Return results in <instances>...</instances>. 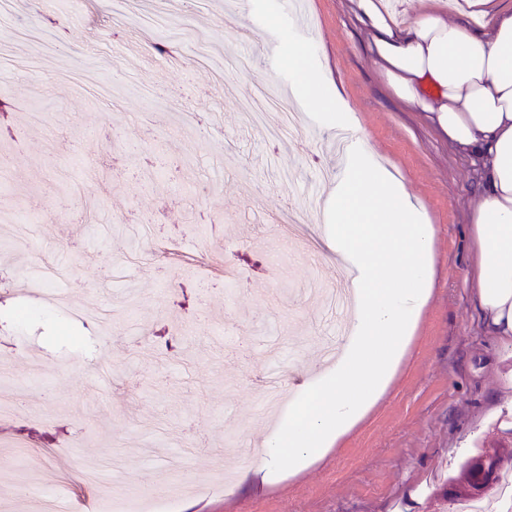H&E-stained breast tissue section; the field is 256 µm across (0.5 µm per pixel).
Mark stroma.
Masks as SVG:
<instances>
[{"instance_id": "stroma-1", "label": "stroma", "mask_w": 512, "mask_h": 512, "mask_svg": "<svg viewBox=\"0 0 512 512\" xmlns=\"http://www.w3.org/2000/svg\"><path fill=\"white\" fill-rule=\"evenodd\" d=\"M11 0L0 30L36 73L9 75L0 116V212H23L25 239L0 223V512H40L10 482L12 445L46 448L35 486L65 489L77 512L132 494L175 512H438L466 459L494 444L479 418L512 359L481 336L467 275L470 162L388 92L349 0H292L321 71L349 103L378 164L401 177L435 229L432 296L376 406L321 460L261 479L238 440H262L255 379L307 376L321 331L308 289L336 276V253L306 190L335 179L331 130L296 99V128L273 139L243 110L279 97L265 65L275 36L251 0ZM211 35L200 63L192 44ZM166 42V53L155 46ZM243 56L255 66L237 73ZM168 104L145 111L143 89ZM56 266L54 308L19 294ZM112 314V327L80 313ZM166 436L191 440L167 455ZM134 454L117 482L90 486L78 461Z\"/></svg>"}]
</instances>
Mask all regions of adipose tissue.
<instances>
[{
    "instance_id": "1",
    "label": "adipose tissue",
    "mask_w": 512,
    "mask_h": 512,
    "mask_svg": "<svg viewBox=\"0 0 512 512\" xmlns=\"http://www.w3.org/2000/svg\"><path fill=\"white\" fill-rule=\"evenodd\" d=\"M389 93L469 159L470 279L480 330L512 356V4L349 0Z\"/></svg>"
}]
</instances>
